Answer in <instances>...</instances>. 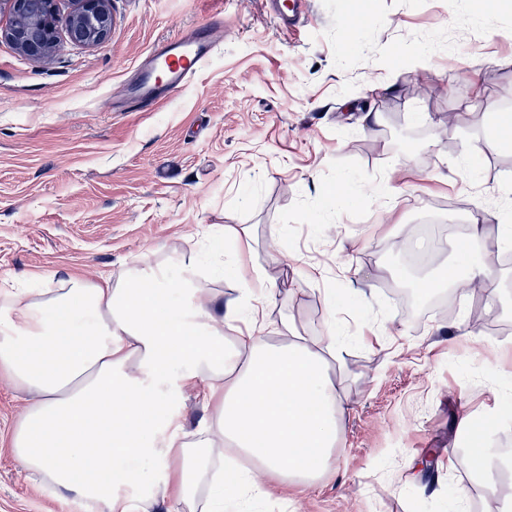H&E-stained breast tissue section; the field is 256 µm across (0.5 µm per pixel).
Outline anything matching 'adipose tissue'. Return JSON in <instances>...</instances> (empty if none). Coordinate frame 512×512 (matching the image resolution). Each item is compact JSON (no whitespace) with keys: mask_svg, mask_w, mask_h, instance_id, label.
<instances>
[{"mask_svg":"<svg viewBox=\"0 0 512 512\" xmlns=\"http://www.w3.org/2000/svg\"><path fill=\"white\" fill-rule=\"evenodd\" d=\"M486 228L471 214L448 281L471 294L494 279L476 259ZM200 272L129 268L88 281L44 275L39 290H0V378L26 395L12 434L19 467L62 500L133 512L165 500L175 512H223L229 496L262 495V477L307 484L327 469L340 434L335 330L304 336L269 327L275 295L262 273L215 313ZM232 336H225V329ZM278 342H270L268 330ZM181 368L176 404L156 393ZM207 412L186 430L178 402ZM233 448L256 470L225 471ZM179 457L171 467V457ZM137 488L136 499L118 496Z\"/></svg>","mask_w":512,"mask_h":512,"instance_id":"1","label":"adipose tissue"}]
</instances>
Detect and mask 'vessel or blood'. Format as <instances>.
Segmentation results:
<instances>
[{
  "label": "vessel or blood",
  "mask_w": 512,
  "mask_h": 512,
  "mask_svg": "<svg viewBox=\"0 0 512 512\" xmlns=\"http://www.w3.org/2000/svg\"><path fill=\"white\" fill-rule=\"evenodd\" d=\"M269 7L284 29L290 31L302 12L303 0H269ZM213 49V41L206 35L191 41L177 38L165 43L150 56L143 72L142 86L134 92V99L149 106L156 101L154 89H163L169 95L178 93L208 61Z\"/></svg>",
  "instance_id": "vessel-or-blood-1"
}]
</instances>
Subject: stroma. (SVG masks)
Listing matches in <instances>:
<instances>
[{
	"mask_svg": "<svg viewBox=\"0 0 512 512\" xmlns=\"http://www.w3.org/2000/svg\"><path fill=\"white\" fill-rule=\"evenodd\" d=\"M111 12L104 44L41 62L0 39V281L181 264L223 230L237 266H200L218 300L236 296L235 270L257 268L276 292L270 321L319 336L332 311L347 342L330 468L224 512H500L512 480L477 481L460 445L492 419L491 446L512 448V262L475 301L413 283L457 260L478 206L481 257L512 254L496 232L512 135L484 144L488 104L512 113V0L491 15L485 0H309L291 34L263 0H112ZM215 17L225 37L208 62L172 98L135 107L124 90L142 61ZM417 82L430 95H411ZM391 180L398 195L374 196ZM425 223L448 237L413 265L398 245ZM376 323L383 339L367 340ZM23 406L0 381V512H87L14 461ZM430 454L431 477L418 467Z\"/></svg>",
	"mask_w": 512,
	"mask_h": 512,
	"instance_id": "obj_1",
	"label": "stroma"
}]
</instances>
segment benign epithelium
Segmentation results:
<instances>
[{
  "instance_id": "7a95c632",
  "label": "benign epithelium",
  "mask_w": 512,
  "mask_h": 512,
  "mask_svg": "<svg viewBox=\"0 0 512 512\" xmlns=\"http://www.w3.org/2000/svg\"><path fill=\"white\" fill-rule=\"evenodd\" d=\"M8 5L10 24L0 38L21 55L42 60L60 49L58 28L65 23L75 45L94 47L105 42L111 28V0H72L73 9L61 18L59 0H0Z\"/></svg>"
}]
</instances>
